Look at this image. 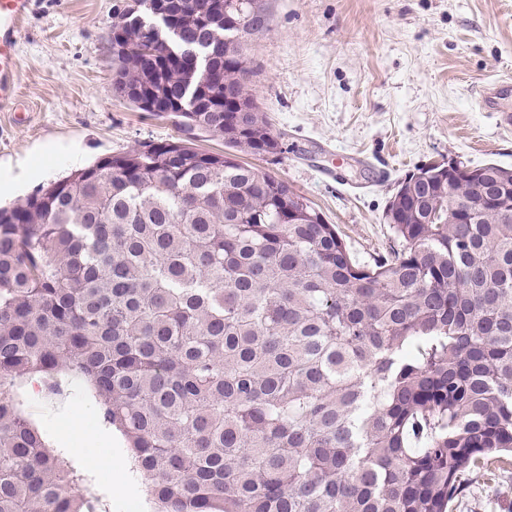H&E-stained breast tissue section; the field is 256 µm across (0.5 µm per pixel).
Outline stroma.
<instances>
[{"instance_id":"35a3bbf8","label":"stroma","mask_w":512,"mask_h":512,"mask_svg":"<svg viewBox=\"0 0 512 512\" xmlns=\"http://www.w3.org/2000/svg\"><path fill=\"white\" fill-rule=\"evenodd\" d=\"M125 0H31L17 44L18 101L0 111V181L25 162L34 172L22 202L71 172L183 132L167 116L138 110L113 91L110 37ZM269 24L248 39L249 88L283 151L277 159L227 150L200 136L198 148L229 152L281 179L335 225L362 264L396 247L386 210L418 168L457 160L512 167V127L485 111L479 90L512 77V0H264ZM78 415L38 416L35 380H17L19 411L56 449L74 433L98 454L128 453L101 441L99 400L61 372ZM450 512H512V465L468 475Z\"/></svg>"}]
</instances>
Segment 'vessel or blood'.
I'll return each mask as SVG.
<instances>
[{"label": "vessel or blood", "mask_w": 512, "mask_h": 512, "mask_svg": "<svg viewBox=\"0 0 512 512\" xmlns=\"http://www.w3.org/2000/svg\"><path fill=\"white\" fill-rule=\"evenodd\" d=\"M31 0H0V109H13L17 99L18 28L30 10ZM512 95V78L503 77L479 92L482 106L496 112L502 124L512 125V107L504 105Z\"/></svg>", "instance_id": "1"}]
</instances>
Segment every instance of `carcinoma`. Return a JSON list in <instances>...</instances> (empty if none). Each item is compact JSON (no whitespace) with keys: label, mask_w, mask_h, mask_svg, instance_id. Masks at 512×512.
Returning <instances> with one entry per match:
<instances>
[{"label":"carcinoma","mask_w":512,"mask_h":512,"mask_svg":"<svg viewBox=\"0 0 512 512\" xmlns=\"http://www.w3.org/2000/svg\"><path fill=\"white\" fill-rule=\"evenodd\" d=\"M226 17L181 45L117 12L114 90L191 136L282 153ZM493 215L463 175L408 176L398 248L362 265L285 181L189 140L104 157L0 208V512H97L18 410L22 376L84 377L160 512H445L512 453V169Z\"/></svg>","instance_id":"obj_1"}]
</instances>
